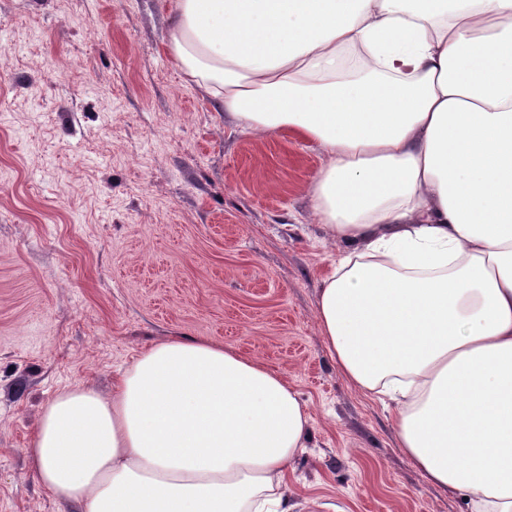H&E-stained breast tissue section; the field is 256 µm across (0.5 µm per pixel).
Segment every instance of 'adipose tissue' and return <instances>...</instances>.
I'll list each match as a JSON object with an SVG mask.
<instances>
[{"label": "adipose tissue", "mask_w": 512, "mask_h": 512, "mask_svg": "<svg viewBox=\"0 0 512 512\" xmlns=\"http://www.w3.org/2000/svg\"><path fill=\"white\" fill-rule=\"evenodd\" d=\"M166 47L232 130L292 132L349 247L317 317L340 374L466 512H512V0H167ZM360 77L344 75L348 53ZM308 416L278 372L170 338L26 450L77 512H289Z\"/></svg>", "instance_id": "ef3b65f1"}]
</instances>
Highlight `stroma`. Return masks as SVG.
Instances as JSON below:
<instances>
[{"label": "stroma", "instance_id": "obj_1", "mask_svg": "<svg viewBox=\"0 0 512 512\" xmlns=\"http://www.w3.org/2000/svg\"><path fill=\"white\" fill-rule=\"evenodd\" d=\"M159 0H0V512H68L26 450L46 402L107 394L203 338L280 372L309 416L291 512H463L339 373L317 319L345 244L294 134L231 132L165 50Z\"/></svg>", "mask_w": 512, "mask_h": 512}]
</instances>
